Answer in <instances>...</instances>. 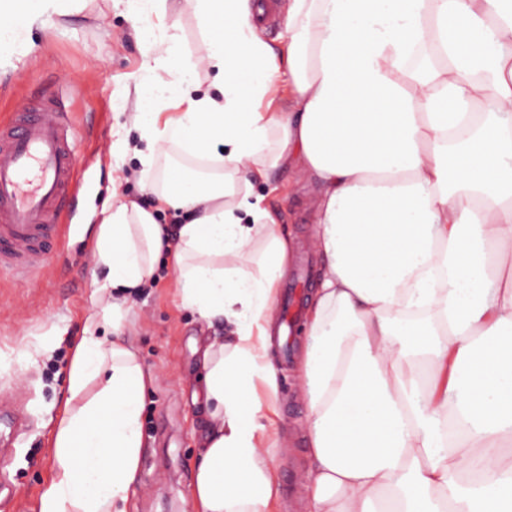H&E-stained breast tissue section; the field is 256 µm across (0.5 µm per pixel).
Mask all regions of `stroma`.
Wrapping results in <instances>:
<instances>
[{
    "label": "stroma",
    "instance_id": "35a3bbf8",
    "mask_svg": "<svg viewBox=\"0 0 512 512\" xmlns=\"http://www.w3.org/2000/svg\"><path fill=\"white\" fill-rule=\"evenodd\" d=\"M124 7L103 13L96 0L61 17L57 26L33 31L36 45L24 66L0 67V120L20 103L38 104L44 90L62 78L80 89L71 103V119L82 137L87 161L84 185L68 208L70 230L62 250L42 271L25 279L0 270V512H37V503L53 472L50 438L60 416L67 386L71 346L80 336L95 291L90 224L112 186L109 152L113 129L126 118L116 104L132 84L146 45L132 32ZM212 172L210 162L176 147L167 148L149 178L140 165L126 163L121 192L147 204L144 181L162 182L168 169ZM254 195L282 215V225L297 237L293 257L280 288L298 278L314 280L317 258L308 245L315 185L291 168L271 169L269 181L253 185ZM177 274L169 257H161L157 281L123 304L139 357L156 374L145 395L143 445L138 484L128 512H193L190 485L198 447L194 431L193 386L197 365L195 342L203 329L175 296ZM306 340L291 336L288 345L273 344L279 368L278 417L268 432L285 446L276 461L280 495L273 512H303L305 496L299 474L308 461L307 406L294 386V365ZM37 344L41 353L27 362L22 352Z\"/></svg>",
    "mask_w": 512,
    "mask_h": 512
}]
</instances>
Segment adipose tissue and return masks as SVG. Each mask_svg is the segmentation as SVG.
I'll return each instance as SVG.
<instances>
[{"label": "adipose tissue", "instance_id": "ef3b65f1", "mask_svg": "<svg viewBox=\"0 0 512 512\" xmlns=\"http://www.w3.org/2000/svg\"><path fill=\"white\" fill-rule=\"evenodd\" d=\"M132 2L148 45L109 147L114 190L92 255L106 278L70 361L37 512H126L152 375L119 334L112 292L144 287L165 252L178 303L226 326L201 343L194 510L270 512L271 330L292 243L251 189L281 163L318 188L323 264L297 377L306 512H512V0H288L284 52L257 35L260 0H190L207 48L180 61L172 87L149 75L181 42L156 23L181 0ZM82 7L0 0V58L23 63L34 46L18 31ZM171 97L183 110L160 121ZM283 98L287 111H273ZM171 145L221 175L169 176L153 209L120 192L127 156L146 176ZM167 210L177 228L158 222Z\"/></svg>", "mask_w": 512, "mask_h": 512}]
</instances>
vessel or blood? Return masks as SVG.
Wrapping results in <instances>:
<instances>
[{
	"label": "vessel or blood",
	"mask_w": 512,
	"mask_h": 512,
	"mask_svg": "<svg viewBox=\"0 0 512 512\" xmlns=\"http://www.w3.org/2000/svg\"><path fill=\"white\" fill-rule=\"evenodd\" d=\"M39 109L21 108L0 123V268L41 267L65 239L59 217L80 183L70 86H54Z\"/></svg>",
	"instance_id": "obj_1"
}]
</instances>
